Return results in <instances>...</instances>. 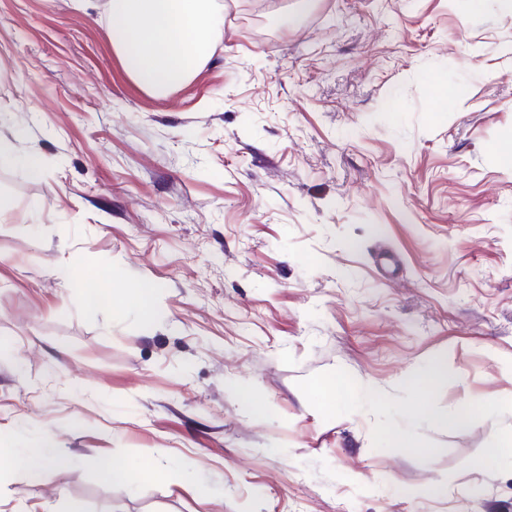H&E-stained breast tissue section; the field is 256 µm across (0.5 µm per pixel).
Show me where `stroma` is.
Instances as JSON below:
<instances>
[{
    "label": "stroma",
    "instance_id": "stroma-1",
    "mask_svg": "<svg viewBox=\"0 0 512 512\" xmlns=\"http://www.w3.org/2000/svg\"><path fill=\"white\" fill-rule=\"evenodd\" d=\"M293 2L224 0L156 95L98 11L0 0V137L44 162L0 165V448L73 459L0 467V512H512V463L484 464L512 428V13ZM435 356L415 447L386 444ZM104 455L160 475L107 483ZM155 286L151 283H139L134 288L128 289L127 299L135 305V309L144 317H148L153 306ZM448 378V365L441 358H433L427 369L413 372L407 378L408 385L416 392L431 390V387ZM0 460L24 469L34 477L53 476L66 469L69 463L56 451L48 437L31 448H0Z\"/></svg>",
    "mask_w": 512,
    "mask_h": 512
}]
</instances>
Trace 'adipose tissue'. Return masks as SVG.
<instances>
[{
  "label": "adipose tissue",
  "instance_id": "1",
  "mask_svg": "<svg viewBox=\"0 0 512 512\" xmlns=\"http://www.w3.org/2000/svg\"><path fill=\"white\" fill-rule=\"evenodd\" d=\"M102 19L130 77L158 94L193 78L224 32L220 0H105ZM0 460L35 477L68 465L47 438L31 448H0Z\"/></svg>",
  "mask_w": 512,
  "mask_h": 512
}]
</instances>
